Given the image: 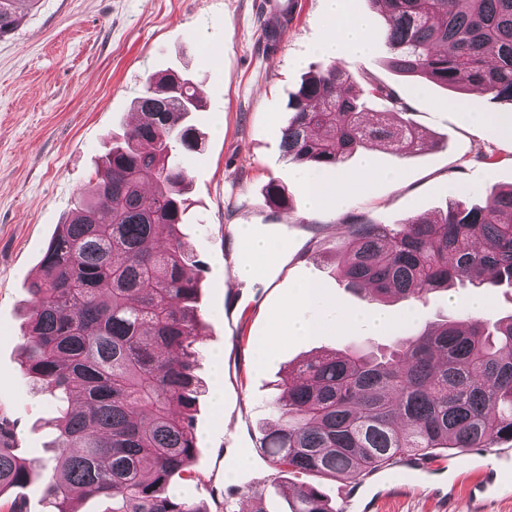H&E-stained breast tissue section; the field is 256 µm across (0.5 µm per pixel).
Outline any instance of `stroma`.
Returning a JSON list of instances; mask_svg holds the SVG:
<instances>
[{"label":"stroma","instance_id":"stroma-1","mask_svg":"<svg viewBox=\"0 0 512 512\" xmlns=\"http://www.w3.org/2000/svg\"><path fill=\"white\" fill-rule=\"evenodd\" d=\"M349 6L367 17L371 49L334 63L318 50L327 29L324 0H298L271 48L261 40L257 0H39L0 38V417L11 421L21 457L50 456L56 415L54 399L33 385L20 362L27 283L80 192L95 183L96 164L113 137L131 125L133 102L149 77L170 68L190 75L205 103L196 118L201 150L184 159L192 188L181 228L202 269L195 347L204 393L194 422L198 453L189 472L172 477L173 495L210 512L228 502L242 512H290L280 489L288 480L297 489L317 487L336 503L352 479L288 477L259 448L264 432L278 424L272 406L289 365L325 350L385 351L397 337L456 316L475 296L488 318L512 314V288L458 285L423 302L381 305L335 276L353 217L379 224L430 217L449 198L479 205L492 187L512 184V139L450 109L452 93L392 71L382 15L368 0ZM332 63L355 82L371 75L391 85L426 140L409 156L363 149L320 170L331 183L352 176L357 182L344 209L310 211L312 171L284 155L280 132L290 117L289 95L309 71ZM486 153L494 163L483 161ZM272 180L284 186L290 212L266 205ZM243 224L288 245L246 280L239 276ZM305 282L317 283L326 302L298 306V313L309 320L337 316L340 324L274 340L284 306ZM380 308L391 331L374 334L343 321ZM269 340L273 353L259 358Z\"/></svg>","mask_w":512,"mask_h":512}]
</instances>
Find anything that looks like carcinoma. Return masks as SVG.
I'll return each mask as SVG.
<instances>
[{
    "mask_svg": "<svg viewBox=\"0 0 512 512\" xmlns=\"http://www.w3.org/2000/svg\"><path fill=\"white\" fill-rule=\"evenodd\" d=\"M36 3L0 0V38ZM369 3L385 17L396 71L466 82L512 105V0ZM366 96L386 111L367 119L351 77L332 65L306 77L288 100L284 153L320 169L360 148L420 149L424 134L392 88L371 81ZM203 108L191 78L150 77L135 101L143 121L112 142L93 190L49 241L27 285L22 366L58 402L57 435L48 459L27 460L0 419V493L46 474L50 512H79L85 498L112 502L105 512H208L168 494L194 458L203 393L193 348L200 267L180 236L191 184L181 158L201 149L193 114ZM266 197L289 209L273 180ZM340 272L377 302L424 301L458 283L512 286V185L480 206L451 198L433 218L348 225ZM275 410L280 423L260 448L290 474L360 480L438 449L512 440V315L430 324L379 356L318 354L288 372ZM281 492L297 496L291 512H336L315 487Z\"/></svg>",
    "mask_w": 512,
    "mask_h": 512,
    "instance_id": "carcinoma-1",
    "label": "carcinoma"
}]
</instances>
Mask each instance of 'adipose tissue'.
Here are the masks:
<instances>
[{"label": "adipose tissue", "mask_w": 512, "mask_h": 512, "mask_svg": "<svg viewBox=\"0 0 512 512\" xmlns=\"http://www.w3.org/2000/svg\"><path fill=\"white\" fill-rule=\"evenodd\" d=\"M325 10L329 31L320 52L336 60L348 53H365L369 40L364 19L347 9L346 0H325Z\"/></svg>", "instance_id": "obj_1"}]
</instances>
